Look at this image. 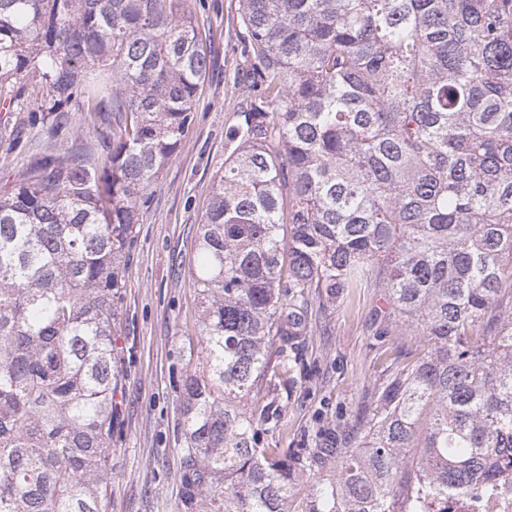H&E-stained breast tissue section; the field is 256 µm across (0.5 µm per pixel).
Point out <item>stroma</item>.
Segmentation results:
<instances>
[{
  "instance_id": "obj_1",
  "label": "stroma",
  "mask_w": 512,
  "mask_h": 512,
  "mask_svg": "<svg viewBox=\"0 0 512 512\" xmlns=\"http://www.w3.org/2000/svg\"><path fill=\"white\" fill-rule=\"evenodd\" d=\"M186 7L198 20L210 64L189 132L147 192L122 277L114 336L122 376L107 512H181L186 443L177 395L189 348L198 342L199 316L189 270L197 228L230 153L225 132L241 110L247 69L239 0H187ZM4 128L13 135L0 147L1 192L20 182L47 137L39 112L0 108ZM387 309L380 288H355L313 309L289 384L276 392L286 415L274 440L301 454L323 451L320 465L299 477L291 512H303L310 485L334 474L344 453L358 446L374 393L393 362H414L428 351L415 328L388 329Z\"/></svg>"
}]
</instances>
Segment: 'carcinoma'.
Here are the masks:
<instances>
[{
	"mask_svg": "<svg viewBox=\"0 0 512 512\" xmlns=\"http://www.w3.org/2000/svg\"><path fill=\"white\" fill-rule=\"evenodd\" d=\"M246 103L190 269L181 512H289L267 436L317 297L385 289L398 363L305 512H431L512 469V0H240ZM209 60L185 0H0V98L49 142L0 196V512H106L121 277ZM76 102L112 120L60 153ZM252 400V407L246 406Z\"/></svg>",
	"mask_w": 512,
	"mask_h": 512,
	"instance_id": "cac0c4a2",
	"label": "carcinoma"
}]
</instances>
